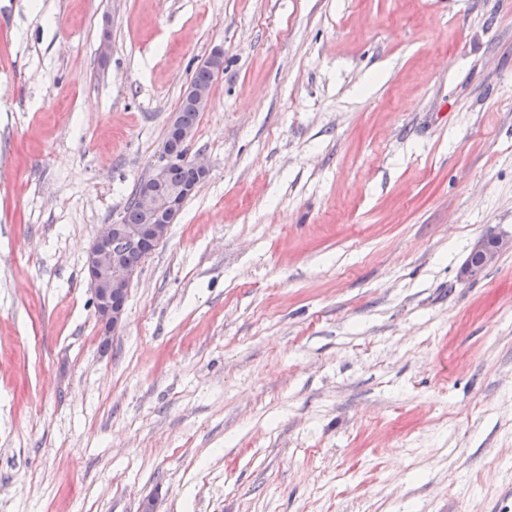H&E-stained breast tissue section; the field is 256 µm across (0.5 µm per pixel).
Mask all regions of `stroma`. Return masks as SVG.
<instances>
[{"instance_id": "1", "label": "stroma", "mask_w": 512, "mask_h": 512, "mask_svg": "<svg viewBox=\"0 0 512 512\" xmlns=\"http://www.w3.org/2000/svg\"><path fill=\"white\" fill-rule=\"evenodd\" d=\"M216 45L102 346L86 251ZM510 234L512 0H0V512H512V252L461 275ZM511 250L512 237H482L472 245L461 273L469 278H477L491 268L504 252Z\"/></svg>"}]
</instances>
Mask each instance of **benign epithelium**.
I'll list each match as a JSON object with an SVG mask.
<instances>
[{
	"mask_svg": "<svg viewBox=\"0 0 512 512\" xmlns=\"http://www.w3.org/2000/svg\"><path fill=\"white\" fill-rule=\"evenodd\" d=\"M204 62L214 75L223 74L224 48L213 47ZM211 97L212 88L191 82L185 88L180 104L201 113L208 110ZM192 136L193 132L182 125L180 112H173L159 160L144 180L138 198L144 224L133 230L119 224H104L88 248L84 273L92 292L99 332L104 343L110 342L112 335L123 325L130 288L139 273V270L123 264L118 253L112 249L113 243L116 238L124 236L132 243L153 251L167 238L185 200L196 190L194 184L180 188L168 186L167 170L180 161L179 151L172 144L184 145ZM511 250L512 237H482L472 245L461 273L476 278L491 268L504 252Z\"/></svg>",
	"mask_w": 512,
	"mask_h": 512,
	"instance_id": "1",
	"label": "benign epithelium"
}]
</instances>
